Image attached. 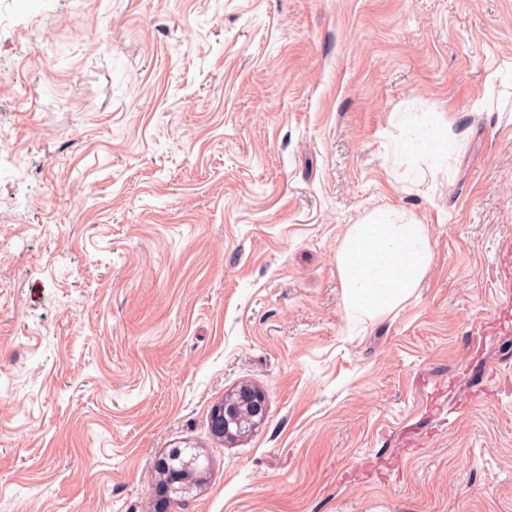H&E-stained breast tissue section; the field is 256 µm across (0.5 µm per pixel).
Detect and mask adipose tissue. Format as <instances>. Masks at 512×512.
<instances>
[{"instance_id":"obj_1","label":"adipose tissue","mask_w":512,"mask_h":512,"mask_svg":"<svg viewBox=\"0 0 512 512\" xmlns=\"http://www.w3.org/2000/svg\"><path fill=\"white\" fill-rule=\"evenodd\" d=\"M434 262L425 225L407 212L378 208L349 225L336 251L348 318L364 320L408 300Z\"/></svg>"}]
</instances>
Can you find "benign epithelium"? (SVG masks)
<instances>
[{"label": "benign epithelium", "instance_id": "1", "mask_svg": "<svg viewBox=\"0 0 512 512\" xmlns=\"http://www.w3.org/2000/svg\"><path fill=\"white\" fill-rule=\"evenodd\" d=\"M266 415L264 392L252 384L242 383L212 408L211 427L217 437L231 441L252 432ZM195 462L194 453L186 448H174L158 460L157 471L161 478L153 487L155 512H171L172 493L193 485Z\"/></svg>", "mask_w": 512, "mask_h": 512}]
</instances>
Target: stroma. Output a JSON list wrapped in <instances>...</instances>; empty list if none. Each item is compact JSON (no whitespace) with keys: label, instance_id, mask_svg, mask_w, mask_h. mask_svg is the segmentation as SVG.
Returning <instances> with one entry per match:
<instances>
[{"label":"stroma","instance_id":"1","mask_svg":"<svg viewBox=\"0 0 512 512\" xmlns=\"http://www.w3.org/2000/svg\"><path fill=\"white\" fill-rule=\"evenodd\" d=\"M506 62L512 0H0V512H154L187 445L172 512H512ZM379 207L435 261L356 325ZM433 262L425 225L403 210L378 208L349 224L336 251L347 317L364 321L395 310ZM266 415L264 392L252 384L242 383L212 408L211 427L218 438L231 441L252 432ZM195 457L188 448H173L166 457L158 460L156 468L161 478L152 488L155 512L172 511V493L185 491L193 485ZM175 482L181 483V486L175 488Z\"/></svg>","mask_w":512,"mask_h":512}]
</instances>
